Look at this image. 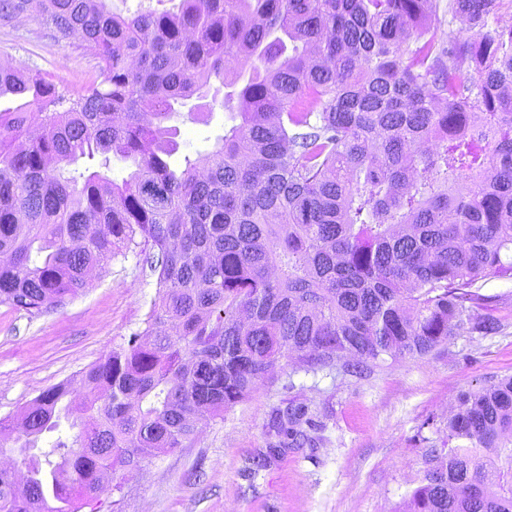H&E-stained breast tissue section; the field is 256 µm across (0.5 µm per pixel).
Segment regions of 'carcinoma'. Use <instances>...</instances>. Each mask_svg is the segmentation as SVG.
Listing matches in <instances>:
<instances>
[{"instance_id": "carcinoma-1", "label": "carcinoma", "mask_w": 512, "mask_h": 512, "mask_svg": "<svg viewBox=\"0 0 512 512\" xmlns=\"http://www.w3.org/2000/svg\"><path fill=\"white\" fill-rule=\"evenodd\" d=\"M501 0H179L122 16L104 0H43L58 44L94 47L79 90L0 62V304L31 315L131 252L155 278L145 327L24 409L0 469V512H81L116 475L192 440L276 369L348 371L422 357L512 279V28ZM31 0H0V23ZM465 16L469 27L456 29ZM239 123L172 166L179 108ZM117 154V183L70 166ZM88 420L69 439L61 421ZM303 406L277 413L300 447ZM57 433L41 456L28 454ZM448 447L392 512H512V375L460 393Z\"/></svg>"}]
</instances>
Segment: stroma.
Listing matches in <instances>:
<instances>
[{"label":"stroma","mask_w":512,"mask_h":512,"mask_svg":"<svg viewBox=\"0 0 512 512\" xmlns=\"http://www.w3.org/2000/svg\"><path fill=\"white\" fill-rule=\"evenodd\" d=\"M0 61L73 88L96 76L83 44L55 43L32 17L0 26ZM171 124L180 166L210 151L233 119L218 107L208 121L183 110ZM155 292L135 257L118 256L89 288L41 314L0 304V419L141 331ZM481 292L496 332L465 327L426 356L389 358L358 375L285 367L186 447L120 475L121 491L102 495L99 512H391L419 485L428 450L445 442L458 395L512 374V280ZM291 403L307 407L313 444L270 454V420ZM261 456L265 467L254 469Z\"/></svg>","instance_id":"1"}]
</instances>
